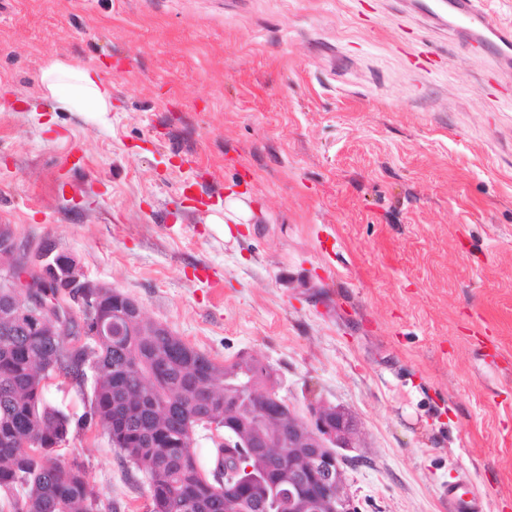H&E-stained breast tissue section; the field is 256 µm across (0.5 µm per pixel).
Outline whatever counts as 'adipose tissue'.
<instances>
[{"instance_id": "1", "label": "adipose tissue", "mask_w": 512, "mask_h": 512, "mask_svg": "<svg viewBox=\"0 0 512 512\" xmlns=\"http://www.w3.org/2000/svg\"><path fill=\"white\" fill-rule=\"evenodd\" d=\"M43 98L53 100L58 109L84 114L92 122L104 124L112 110V84L98 71L56 61L40 74Z\"/></svg>"}]
</instances>
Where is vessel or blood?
<instances>
[{"instance_id": "b4317fda", "label": "vessel or blood", "mask_w": 512, "mask_h": 512, "mask_svg": "<svg viewBox=\"0 0 512 512\" xmlns=\"http://www.w3.org/2000/svg\"><path fill=\"white\" fill-rule=\"evenodd\" d=\"M459 29L472 40L488 45L495 62L512 63V26L506 25L491 11L490 0H443ZM451 512H483L476 492L467 491L462 481L443 486Z\"/></svg>"}]
</instances>
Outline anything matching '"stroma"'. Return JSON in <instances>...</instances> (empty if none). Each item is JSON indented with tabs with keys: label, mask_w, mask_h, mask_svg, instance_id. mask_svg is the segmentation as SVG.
Wrapping results in <instances>:
<instances>
[{
	"label": "stroma",
	"mask_w": 512,
	"mask_h": 512,
	"mask_svg": "<svg viewBox=\"0 0 512 512\" xmlns=\"http://www.w3.org/2000/svg\"><path fill=\"white\" fill-rule=\"evenodd\" d=\"M428 0H0V224L51 241L300 415L351 412L357 512H512V84ZM59 59L112 81L56 110ZM251 216L218 236L230 193ZM67 455L112 512L144 475L101 428ZM40 92L51 99L59 110L79 112L87 120L108 122L112 110V83L98 71L55 61L40 74ZM466 480L457 481L444 485L442 493L448 498V505L451 512H483V505L475 491H467L463 484Z\"/></svg>",
	"instance_id": "stroma-1"
}]
</instances>
